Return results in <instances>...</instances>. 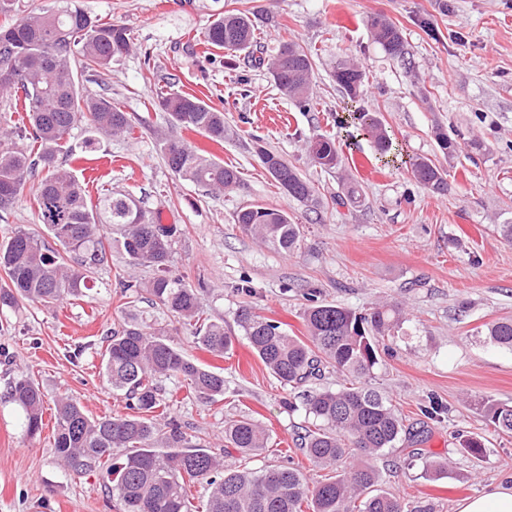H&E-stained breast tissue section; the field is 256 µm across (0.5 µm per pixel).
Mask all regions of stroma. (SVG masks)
Wrapping results in <instances>:
<instances>
[{
	"instance_id": "1",
	"label": "stroma",
	"mask_w": 512,
	"mask_h": 512,
	"mask_svg": "<svg viewBox=\"0 0 512 512\" xmlns=\"http://www.w3.org/2000/svg\"><path fill=\"white\" fill-rule=\"evenodd\" d=\"M105 22L128 28L132 48L115 56L104 77H88L89 92H103L127 112L123 137L82 148L83 129L70 139L78 159L64 158L90 199L115 190L142 198L149 217H168L174 228L170 267L202 288L208 317L236 330L235 313L251 303L289 335L306 337L303 311L310 300L364 312L397 303L408 319L383 353L371 385L399 404L410 424L427 433L421 455L409 459L397 444L378 461L384 490L405 503L431 500L435 512H458L467 498L512 483V435L488 425L483 405H512V350L492 344L487 325L512 319V244L497 232L512 224V0H79ZM257 11L252 54L218 50L204 41L214 14ZM382 14L403 33L408 60L388 55L368 28ZM295 41L314 57L313 97L302 107L282 95L266 66L282 42ZM364 73L358 107L378 113L403 154L432 159L447 174V194L431 193L409 166L382 165L366 136L338 125L348 98L334 79L338 60ZM175 88L221 110L231 135L223 144L185 129H171L155 106L160 91ZM457 147L443 154L437 131ZM184 139L240 177L233 189L208 194L178 179L162 157V137ZM334 141L340 170L312 163L305 144ZM280 155L314 182L324 202L306 210L280 189L259 149ZM361 190L356 205L334 202L346 183ZM250 205L287 212L302 225L300 250L286 254L259 245L235 222ZM151 280L150 267L129 270L120 246L92 291L53 307L25 305L0 312V512H114L107 471L83 478L64 474L53 448L58 397L79 401L94 417L125 413L102 368L103 340L127 321L169 338L195 361L221 368V400L189 396L180 378L160 384L172 399L169 413L195 442L224 453V425L242 416L258 421L270 443L252 467L299 457L304 410L288 411L289 391L251 352L246 341L229 355L198 349L191 329L162 306L127 302V274ZM29 374L44 393L40 436L23 438L19 411L4 399L9 378ZM447 406L441 419L420 412L428 398ZM481 437L482 466L460 451V436ZM447 461L437 479L425 459Z\"/></svg>"
}]
</instances>
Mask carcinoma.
<instances>
[{"instance_id": "carcinoma-1", "label": "carcinoma", "mask_w": 512, "mask_h": 512, "mask_svg": "<svg viewBox=\"0 0 512 512\" xmlns=\"http://www.w3.org/2000/svg\"><path fill=\"white\" fill-rule=\"evenodd\" d=\"M371 33L392 56L406 60L408 48L401 30L382 16L369 23ZM250 13H224L205 32V42L216 49L246 50L255 42ZM130 38L121 25L92 16L78 0H66L55 12L35 10L0 26V67L23 75L14 84L0 82V98L22 108L27 122L0 126V212L16 204L29 177L45 176L34 189L37 220L53 239L15 229L0 239V270L10 286L0 288V310L23 304L50 307L69 296L95 287L98 270L108 263L105 230L120 229L127 264L157 270L149 288L121 281L129 297L147 293L155 303L178 315L192 327L194 343L214 357L230 352L238 337L224 323L202 318L201 293L169 269L173 227L146 220L142 201L131 193H110L92 202L75 175L58 162L73 129L86 123L88 147L95 136H120L130 131L127 113L105 94L83 91L79 74L104 72L112 59L129 51ZM314 60L303 46L287 42L269 64L276 87L302 104L312 90ZM336 81L350 100L360 94L364 74L359 66L341 60ZM159 108L177 127L199 132L222 144L226 136L224 113L204 100L170 90L158 97ZM340 123L361 131L376 144L380 157L391 154L392 142L376 115L346 107ZM159 150L178 178L212 192L230 190L239 183L238 171L200 153L184 140L165 137ZM312 162L325 170L341 166L331 140L319 137L306 143ZM261 160L288 197L316 213L323 206L314 184L281 156L259 150ZM414 179L431 192L448 193L447 174L425 157L409 158ZM236 223L252 238L285 253L301 247V226L284 210L252 205L236 213ZM308 340L290 336L281 326L241 306L236 323L249 348L284 386L295 388L322 375L331 366L344 378L339 389H323L303 398L311 427L300 437L299 450L314 466L335 469L353 450L363 459L341 473L310 484L298 466L266 465L260 469L226 467L208 449L192 442L186 426L167 416V397L158 384L162 377H179L196 398L210 402L224 395V373L190 359L166 335L139 324L126 323L112 333L103 353L107 384L121 392L129 414L94 418L68 396L55 402L53 447L61 468L72 476L93 475L124 452L112 466L108 489L116 512H196L186 483L206 486L202 512H435L427 501L410 510L401 498L379 488L381 474L375 461L401 441L426 440L423 432L405 425V418L383 394L366 383L380 362L379 349L395 337L405 322L399 305L381 304L357 314L333 303H313L303 313ZM491 343L512 350V320L487 328ZM5 398L20 410L23 436L33 439L43 428L44 394L30 375L7 382ZM494 431L512 434V406H486ZM268 435L254 419L242 417L224 425V447L242 460L257 457L267 447ZM462 450L474 462L486 457L478 437L462 441ZM307 510H302V506Z\"/></svg>"}]
</instances>
